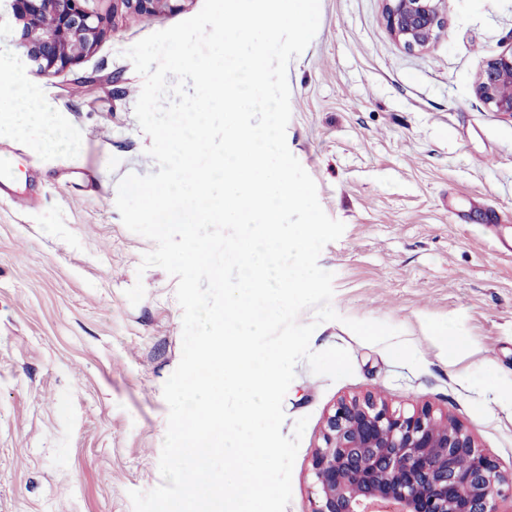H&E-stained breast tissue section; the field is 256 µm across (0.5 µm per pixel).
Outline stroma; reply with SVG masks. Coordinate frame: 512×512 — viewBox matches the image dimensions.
I'll return each instance as SVG.
<instances>
[{"label":"stroma","mask_w":512,"mask_h":512,"mask_svg":"<svg viewBox=\"0 0 512 512\" xmlns=\"http://www.w3.org/2000/svg\"><path fill=\"white\" fill-rule=\"evenodd\" d=\"M202 6L116 16L93 53L50 78L0 19V75L23 74L15 108L40 115L0 131L12 161L0 189V512H133L129 491L162 482L182 310L176 278L140 270L155 244L116 208L125 175L158 170L134 113L143 78L124 52ZM446 11L441 37L410 51L387 31L383 0H320L318 31L288 66V148L345 225L319 256L339 318L317 325L310 348L347 350L353 373L296 367L282 432L308 424L286 512L312 510L326 414L368 391L448 413L512 469V117L474 91L485 62L512 50V0ZM138 282L134 305L125 292ZM350 319L401 329L420 368L360 340Z\"/></svg>","instance_id":"stroma-1"}]
</instances>
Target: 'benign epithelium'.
<instances>
[{
    "mask_svg": "<svg viewBox=\"0 0 512 512\" xmlns=\"http://www.w3.org/2000/svg\"><path fill=\"white\" fill-rule=\"evenodd\" d=\"M16 45L50 77L93 52L109 18L95 0H10ZM174 0H112V15L146 20ZM390 35L409 51L429 48L448 25L446 0H383ZM475 93L512 116V51L491 57ZM311 512H500L512 473L479 449L473 432L428 404L395 408L369 391L328 412L311 458Z\"/></svg>",
    "mask_w": 512,
    "mask_h": 512,
    "instance_id": "obj_1",
    "label": "benign epithelium"
}]
</instances>
